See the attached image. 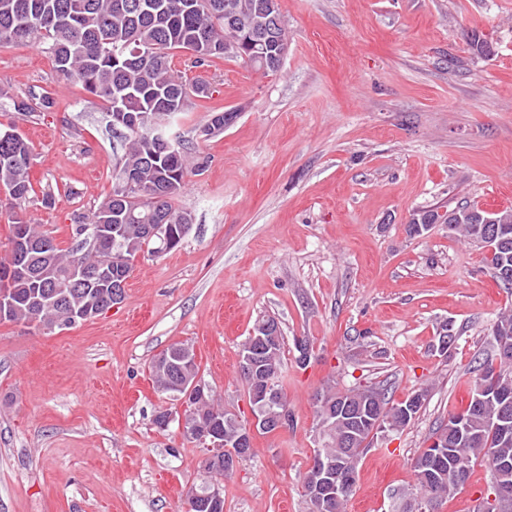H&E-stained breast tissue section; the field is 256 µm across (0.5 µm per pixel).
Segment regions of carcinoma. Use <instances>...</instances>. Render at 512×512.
I'll list each match as a JSON object with an SVG mask.
<instances>
[{
	"label": "carcinoma",
	"instance_id": "1",
	"mask_svg": "<svg viewBox=\"0 0 512 512\" xmlns=\"http://www.w3.org/2000/svg\"><path fill=\"white\" fill-rule=\"evenodd\" d=\"M225 0H0V43L38 44L42 46L56 71L80 91L101 99L108 111L120 102L123 111L169 112L176 115L187 111L186 105L193 95L207 96L198 83L183 81L173 65V51L189 49L199 55L198 62L205 66L210 59H241L251 66L275 74L270 57L288 46L287 29L279 28L278 39L265 45L224 51V43L237 37L229 28L224 15ZM239 13L259 26H269L265 3L267 0H233ZM142 49L147 59L136 60L131 49ZM152 129L141 126L129 131L121 170L137 173L144 186L140 198L129 203L138 220L120 222L112 210V197L105 198L91 215L72 214L71 240L63 249L55 245L53 269L50 278L64 281L75 266L95 271L109 262L105 251H85L74 244L86 225L100 224L108 235L119 240V251L126 261L147 250L161 254L154 240L143 230L144 221L153 205L150 190L154 186L175 182L184 187L188 172L186 156L173 161L165 156H152L148 152ZM33 152L29 143L15 128L0 126V187L6 189L0 209L10 211L13 224L21 226L27 236L54 241L50 233L41 231L27 220L25 206L41 200L45 208L55 205L53 193L37 189L30 170ZM448 225V231L465 244L486 245L494 241L497 247L491 258L493 274L498 284L512 290V210L488 212L474 204L461 202L443 212L434 207L412 215L408 232L418 233L421 224ZM12 304L5 309V319L12 323H41L45 326L64 321V310L50 299H45L38 310L28 305L31 298L45 292L34 282L17 277L8 288ZM103 291L90 283L83 288L68 291L69 305L78 307L93 295ZM493 354L480 364L474 387L484 386L482 395L472 392L470 401L461 411L448 417L440 425L444 447L450 457L471 468L478 462L489 466L492 477L512 485V310L501 314L491 327ZM284 340L273 345L263 358L266 373L277 377L281 366ZM384 393L376 386L355 387L345 391H329L318 397L319 415L345 409L357 417L365 415L374 393ZM428 390L422 389L406 400L388 405L387 400L374 408L370 418L380 420L394 430L407 426L414 416L406 414L404 407L411 402L422 409ZM224 416V406L208 397L199 405L196 418L208 420ZM352 422L340 420L325 432L321 451L336 462V467H356L373 425L368 424L350 437ZM425 452L414 461L419 500L441 501L454 496L462 484L456 477L426 483Z\"/></svg>",
	"mask_w": 512,
	"mask_h": 512
}]
</instances>
